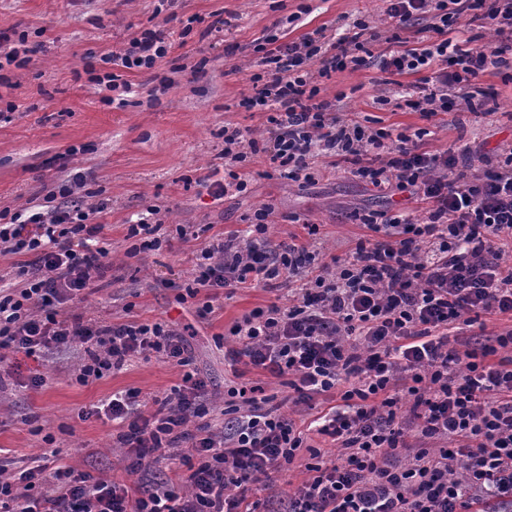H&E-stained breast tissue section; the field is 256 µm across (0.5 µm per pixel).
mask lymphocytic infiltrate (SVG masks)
I'll return each mask as SVG.
<instances>
[{
	"label": "lymphocytic infiltrate",
	"instance_id": "lymphocytic-infiltrate-1",
	"mask_svg": "<svg viewBox=\"0 0 512 512\" xmlns=\"http://www.w3.org/2000/svg\"><path fill=\"white\" fill-rule=\"evenodd\" d=\"M399 32L380 53L367 23L328 41L314 30L296 41L260 46V72L240 105L265 115L267 136L224 128V180L217 194L245 191L243 170L253 156L291 180L305 176L315 152L334 157L353 177L379 192H406L423 206L360 215L368 237L343 257L322 261L307 239L271 245L270 207L249 216L244 235L211 236L198 274L185 288L213 310L221 290L288 285L291 305L257 308L230 329L237 345L224 358L286 379L296 402L339 390L308 428L279 413L259 385L230 387V432L207 423L206 383L190 371L181 332L163 321L97 325L68 313L107 269L111 250L91 217L106 202L83 207L72 185L15 213L0 212V247L35 253L18 264L19 288L0 291V350L36 357L81 343V384L151 355L183 368L182 382L158 403L139 391L113 394L106 406L122 427L123 446L138 473L153 455L175 457L179 484L145 488L139 482L96 479L66 466L39 464L7 471L0 464V512H261L253 485L286 471L302 450L307 429L332 438L333 463L307 464L309 473L284 512H506L512 507V331L486 344L463 338L464 327L512 316V144L483 159L422 147L427 129L373 128L344 117L321 98L319 83L333 74L377 66L392 76H415L398 97L380 98L392 110L424 120L473 111L482 77L512 54V0H387ZM493 26L491 50L463 38L474 22ZM171 47L164 30L133 37L121 52L102 56L110 70L90 82L123 87L121 70H151ZM34 224L36 236L18 227ZM462 337L461 348L449 345ZM421 440L410 446L408 437ZM187 452H179V445Z\"/></svg>",
	"mask_w": 512,
	"mask_h": 512
}]
</instances>
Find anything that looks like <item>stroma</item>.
<instances>
[{"mask_svg":"<svg viewBox=\"0 0 512 512\" xmlns=\"http://www.w3.org/2000/svg\"><path fill=\"white\" fill-rule=\"evenodd\" d=\"M301 4L309 13L298 14ZM386 8L385 0H0V38L14 47L19 33H27L23 44L31 51L25 68L0 69L9 80L0 87V210L40 201L61 184L82 185L93 200H108L97 220L112 245L111 266L68 310L110 325L162 319L181 331L207 383L212 426L224 424V382L234 376L261 384L297 419L311 420L328 402L318 397L293 404L287 386L246 366L231 374L224 364L225 350L235 344L231 326L255 308L287 305L288 292L239 288L221 294L204 316L197 301L179 302L180 287L192 280L206 244L192 230L209 224L217 234L241 231L245 216L268 205L271 244L315 224L326 261L348 253L364 235L351 219L356 211L384 210L395 201L418 207L404 193L376 194L327 156L313 159L317 177L310 183L284 179L259 159L246 192L217 196L205 187L206 176L223 165L224 125L264 135L262 114L239 105L257 70L254 47L269 35L296 39L319 27L336 38L362 19L382 36L373 47L378 53L395 29ZM220 18L227 27L213 31ZM154 26L167 29L172 44L156 69L124 72L125 93L88 82L89 57L106 55ZM481 85L491 95L484 113L439 115L427 149L467 146L485 155L512 141V68L489 71ZM397 92L373 67L348 69L321 84L322 96L339 111L384 126H423L415 112L376 104V97ZM151 206L161 210L170 245L128 257V225ZM180 227L189 237H178ZM82 353L77 346L41 358L9 354L0 360V460L17 468L54 450L60 464L75 471L126 479L129 461L116 426L100 412L102 404L129 389L147 400L165 398L180 384L182 370L141 358L83 385L76 380ZM36 376L42 385H33Z\"/></svg>","mask_w":512,"mask_h":512,"instance_id":"stroma-1","label":"stroma"}]
</instances>
